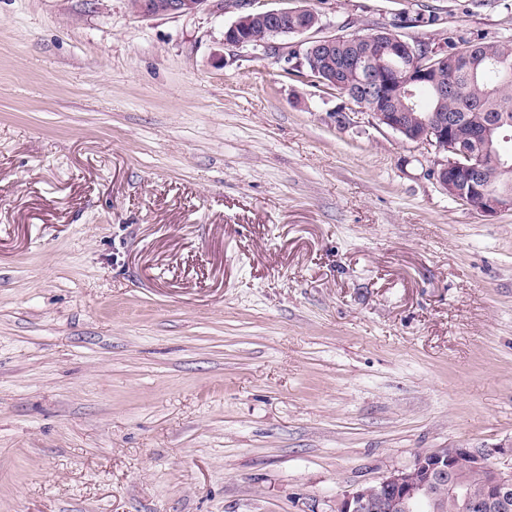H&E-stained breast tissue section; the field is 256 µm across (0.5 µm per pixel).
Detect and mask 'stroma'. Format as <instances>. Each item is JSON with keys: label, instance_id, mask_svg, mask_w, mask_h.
I'll return each mask as SVG.
<instances>
[{"label": "stroma", "instance_id": "35a3bbf8", "mask_svg": "<svg viewBox=\"0 0 512 512\" xmlns=\"http://www.w3.org/2000/svg\"><path fill=\"white\" fill-rule=\"evenodd\" d=\"M260 6L512 44V0ZM235 18L0 0V512H330L512 448V211Z\"/></svg>", "mask_w": 512, "mask_h": 512}]
</instances>
